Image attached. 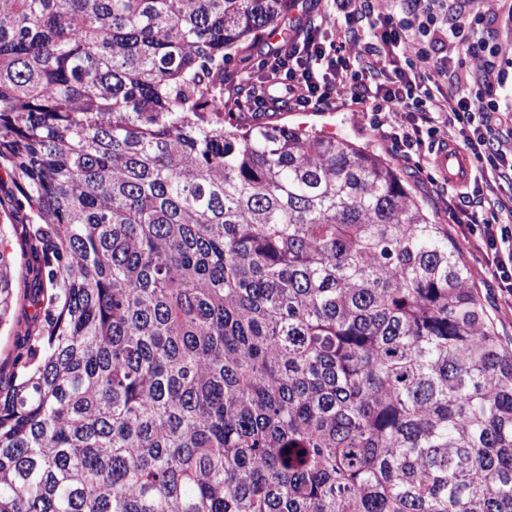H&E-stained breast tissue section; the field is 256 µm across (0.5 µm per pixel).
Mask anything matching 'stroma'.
<instances>
[{
  "instance_id": "1",
  "label": "stroma",
  "mask_w": 512,
  "mask_h": 512,
  "mask_svg": "<svg viewBox=\"0 0 512 512\" xmlns=\"http://www.w3.org/2000/svg\"><path fill=\"white\" fill-rule=\"evenodd\" d=\"M469 9L492 25L500 58L512 61V0H470ZM269 46L267 37L263 36L254 47H242L231 53L224 63L225 93H235L239 98H246L253 80L251 69ZM237 116L240 123L246 126L270 122L322 131L349 140L387 160L410 191L412 199L433 222L447 227L449 240L458 243L463 260L470 270V288L479 296L498 336L506 345L512 346V304L505 302L497 283L490 276L483 253L463 242L455 219V200L452 192L441 189L438 183L441 176L439 169L430 160L425 170H418L414 160L396 151L386 137L391 127L403 123L404 112H382L380 123L375 124L350 98L342 97L324 109H303L291 105L263 114L243 108L238 110ZM24 221L25 214L13 207L10 192H0V223L10 227L8 237L14 259L12 275L15 293L7 321L0 326V376L5 378L9 377L13 369L18 338L23 335L34 313L26 297L29 269L34 260L15 230L16 225Z\"/></svg>"
}]
</instances>
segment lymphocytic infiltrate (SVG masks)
Listing matches in <instances>:
<instances>
[{"instance_id":"lymphocytic-infiltrate-1","label":"lymphocytic infiltrate","mask_w":512,"mask_h":512,"mask_svg":"<svg viewBox=\"0 0 512 512\" xmlns=\"http://www.w3.org/2000/svg\"><path fill=\"white\" fill-rule=\"evenodd\" d=\"M330 25L308 23L302 39L283 40L256 65L264 79L280 85L302 106H321L347 94L370 107L373 115L403 111V124L388 134L392 146L409 157H424L439 148L447 127H456L463 149L474 161L472 187L456 191L455 208L461 215L466 242L484 250L492 277L503 293L512 296V195L489 197L492 181L512 185V143L496 137L502 107L497 89L505 71L498 59L489 26L460 0L455 12L438 18L429 0H335ZM364 37L365 55L351 61L344 39ZM416 38L415 55L402 47ZM458 51L485 54L486 68L474 90L440 102L425 80L424 69L438 68L454 78L455 59L439 55V40Z\"/></svg>"}]
</instances>
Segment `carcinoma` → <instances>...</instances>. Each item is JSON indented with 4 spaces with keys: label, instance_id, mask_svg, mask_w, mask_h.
Wrapping results in <instances>:
<instances>
[{
    "label": "carcinoma",
    "instance_id": "carcinoma-1",
    "mask_svg": "<svg viewBox=\"0 0 512 512\" xmlns=\"http://www.w3.org/2000/svg\"><path fill=\"white\" fill-rule=\"evenodd\" d=\"M290 2L0 0L35 260L0 512H512V348L448 229L378 156L224 105Z\"/></svg>",
    "mask_w": 512,
    "mask_h": 512
}]
</instances>
